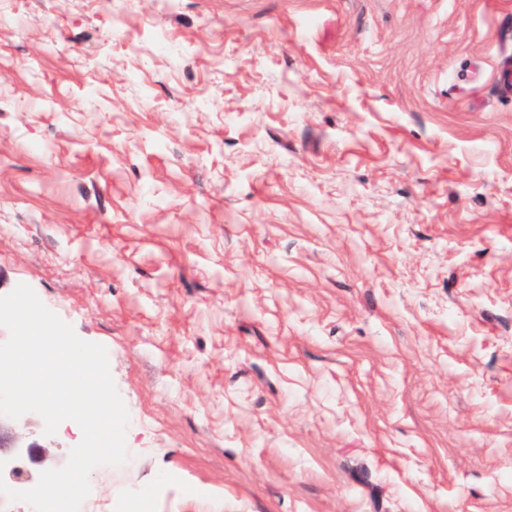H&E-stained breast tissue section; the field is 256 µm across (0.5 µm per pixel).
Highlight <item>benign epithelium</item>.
<instances>
[{
	"instance_id": "benign-epithelium-1",
	"label": "benign epithelium",
	"mask_w": 512,
	"mask_h": 512,
	"mask_svg": "<svg viewBox=\"0 0 512 512\" xmlns=\"http://www.w3.org/2000/svg\"><path fill=\"white\" fill-rule=\"evenodd\" d=\"M47 453L44 446L29 442L16 431L13 419L0 416V461L5 462L0 477L9 486L33 483L34 475L28 464H38L42 470H49L52 465L46 463Z\"/></svg>"
}]
</instances>
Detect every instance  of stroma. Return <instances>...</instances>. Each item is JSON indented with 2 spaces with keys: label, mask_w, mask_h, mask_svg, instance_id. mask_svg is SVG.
Segmentation results:
<instances>
[{
  "label": "stroma",
  "mask_w": 512,
  "mask_h": 512,
  "mask_svg": "<svg viewBox=\"0 0 512 512\" xmlns=\"http://www.w3.org/2000/svg\"><path fill=\"white\" fill-rule=\"evenodd\" d=\"M507 64L512 0H0V296L129 413L88 507L512 512Z\"/></svg>",
  "instance_id": "stroma-1"
}]
</instances>
